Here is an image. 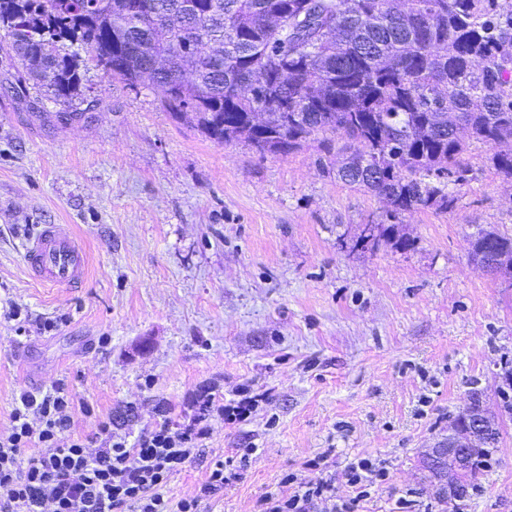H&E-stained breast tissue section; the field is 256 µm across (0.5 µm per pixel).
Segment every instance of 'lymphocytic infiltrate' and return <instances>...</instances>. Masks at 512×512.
Masks as SVG:
<instances>
[{"label": "lymphocytic infiltrate", "instance_id": "lymphocytic-infiltrate-1", "mask_svg": "<svg viewBox=\"0 0 512 512\" xmlns=\"http://www.w3.org/2000/svg\"><path fill=\"white\" fill-rule=\"evenodd\" d=\"M72 406L60 389L21 393L10 432L0 437V512H198L196 500L170 503L163 488L205 440L207 426L196 422L174 432L162 425L135 442L119 437L91 449L70 434ZM32 409L39 424L27 418ZM32 443L43 455L21 460V449ZM322 495V488L300 486L263 497L258 512H314Z\"/></svg>", "mask_w": 512, "mask_h": 512}]
</instances>
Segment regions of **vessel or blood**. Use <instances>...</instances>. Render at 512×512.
Listing matches in <instances>:
<instances>
[{"instance_id": "b4317fda", "label": "vessel or blood", "mask_w": 512, "mask_h": 512, "mask_svg": "<svg viewBox=\"0 0 512 512\" xmlns=\"http://www.w3.org/2000/svg\"><path fill=\"white\" fill-rule=\"evenodd\" d=\"M25 259L31 278L41 283L72 288L87 275L83 245L59 224L43 225L26 245Z\"/></svg>"}]
</instances>
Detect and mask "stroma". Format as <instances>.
Segmentation results:
<instances>
[{"label": "stroma", "mask_w": 512, "mask_h": 512, "mask_svg": "<svg viewBox=\"0 0 512 512\" xmlns=\"http://www.w3.org/2000/svg\"><path fill=\"white\" fill-rule=\"evenodd\" d=\"M9 44L0 29V436L24 392L64 389L92 448L103 422L132 441L253 397L244 421L209 416L172 501L255 512L290 474L343 502L367 458L386 478L365 512H451L424 461L476 398L500 439L463 512H512V280L470 257L478 231L512 236V181L488 148L471 143L451 209L399 216L410 248L365 245L387 206L337 178L318 142L218 144L90 59L82 87L98 105L63 122L15 97ZM42 224L81 240L83 284L30 278L23 244ZM217 459L228 481L208 492Z\"/></svg>", "instance_id": "obj_1"}]
</instances>
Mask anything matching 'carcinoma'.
Returning <instances> with one entry per match:
<instances>
[{
    "instance_id": "cac0c4a2",
    "label": "carcinoma",
    "mask_w": 512,
    "mask_h": 512,
    "mask_svg": "<svg viewBox=\"0 0 512 512\" xmlns=\"http://www.w3.org/2000/svg\"><path fill=\"white\" fill-rule=\"evenodd\" d=\"M304 10L319 19L306 51L289 28L273 29ZM0 25L23 62L19 98L44 88L58 104H81L59 119L97 106L80 89L83 51L130 88L149 77L163 109L217 143L275 155L338 136L349 157L337 177L385 199L393 219L448 210L472 140L512 179V0H0ZM184 31L195 33L193 52L180 46ZM205 42L217 49L202 53ZM248 76L269 98L258 127ZM378 239L410 246L395 224L378 225ZM471 254L512 279L511 236L482 234ZM492 453L470 449L455 508Z\"/></svg>"
}]
</instances>
